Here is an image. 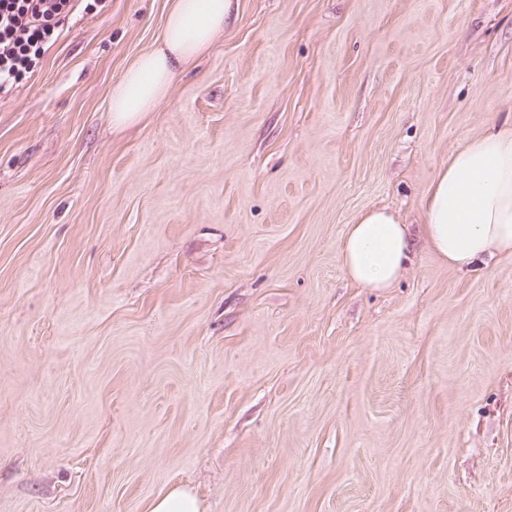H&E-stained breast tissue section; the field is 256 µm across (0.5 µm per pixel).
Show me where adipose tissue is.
<instances>
[{"mask_svg": "<svg viewBox=\"0 0 512 512\" xmlns=\"http://www.w3.org/2000/svg\"><path fill=\"white\" fill-rule=\"evenodd\" d=\"M233 0H173L162 43L135 58L113 85L112 125L120 129L155 109L174 77L208 49L233 13ZM422 237L443 263L473 269L512 257V130L470 140L437 171L421 205ZM407 225L370 209L348 226L340 249L347 276L362 287H392L410 250Z\"/></svg>", "mask_w": 512, "mask_h": 512, "instance_id": "obj_1", "label": "adipose tissue"}]
</instances>
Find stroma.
Returning a JSON list of instances; mask_svg holds the SVG:
<instances>
[{"instance_id": "stroma-1", "label": "stroma", "mask_w": 512, "mask_h": 512, "mask_svg": "<svg viewBox=\"0 0 512 512\" xmlns=\"http://www.w3.org/2000/svg\"><path fill=\"white\" fill-rule=\"evenodd\" d=\"M171 7L77 10L0 98V512H512V258L339 261L512 121V0H236L113 129ZM407 224L387 209H370L349 224L340 262L347 276L363 288H391L405 265L410 250ZM201 505L188 488L171 487L154 497L148 505V512H201Z\"/></svg>"}]
</instances>
